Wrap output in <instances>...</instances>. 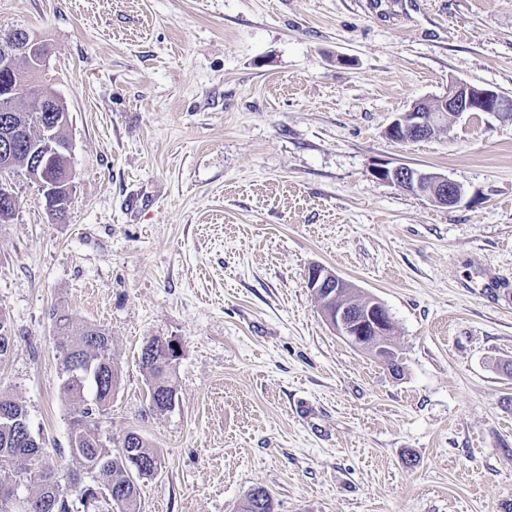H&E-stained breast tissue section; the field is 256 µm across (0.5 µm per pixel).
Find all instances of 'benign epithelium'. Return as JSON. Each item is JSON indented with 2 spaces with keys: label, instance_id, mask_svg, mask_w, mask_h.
Returning a JSON list of instances; mask_svg holds the SVG:
<instances>
[{
  "label": "benign epithelium",
  "instance_id": "1",
  "mask_svg": "<svg viewBox=\"0 0 512 512\" xmlns=\"http://www.w3.org/2000/svg\"><path fill=\"white\" fill-rule=\"evenodd\" d=\"M21 52L28 58L24 69L16 65V57ZM49 54L47 43L27 30L14 29L0 36V101L4 103L0 114L1 171L7 170L21 148L27 151L31 167L39 172L54 165L56 160L64 159L55 146L54 125L41 126L38 139L20 143L13 109L10 108L18 87L29 84L36 75L43 73ZM510 109L512 99L494 90L452 81L448 83L447 95L398 114L386 132L397 141H416L431 136L437 129L466 113H498ZM39 111L59 113V123L69 121V113L60 111L59 99L52 92L41 98ZM376 175L383 182L425 196L439 206L453 205L462 196L461 187L447 176L408 165L381 168ZM37 190L48 208L60 210L66 205V197L72 195L73 182L57 184L40 180ZM305 284L319 303L324 320L339 338L391 365L396 356L391 342L393 324L383 303L371 297L356 299L348 295L347 290L352 285L323 265L309 268ZM92 491L93 496L86 501L89 512H112L119 503L120 496L107 486L99 485Z\"/></svg>",
  "mask_w": 512,
  "mask_h": 512
}]
</instances>
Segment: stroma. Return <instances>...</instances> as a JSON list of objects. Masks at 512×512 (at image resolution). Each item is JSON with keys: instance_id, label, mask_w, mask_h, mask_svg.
<instances>
[{"instance_id": "35a3bbf8", "label": "stroma", "mask_w": 512, "mask_h": 512, "mask_svg": "<svg viewBox=\"0 0 512 512\" xmlns=\"http://www.w3.org/2000/svg\"><path fill=\"white\" fill-rule=\"evenodd\" d=\"M51 47L72 203L13 177L0 224V392L48 448L73 408L48 311L98 324L122 369L105 434L149 438L140 512H512V112L428 139L385 130L462 81L512 98V0H0V32ZM407 164L439 206L378 179ZM333 269L385 304L402 371L330 329L305 286ZM175 339V405L138 355ZM378 178L388 184L427 197L439 206L453 205L461 199V187L447 176L408 165L381 168ZM247 495L241 505V512H274V503L271 494L263 487H256ZM256 492L260 494L256 495Z\"/></svg>"}]
</instances>
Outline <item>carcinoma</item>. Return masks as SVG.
Listing matches in <instances>:
<instances>
[{
  "mask_svg": "<svg viewBox=\"0 0 512 512\" xmlns=\"http://www.w3.org/2000/svg\"><path fill=\"white\" fill-rule=\"evenodd\" d=\"M17 116L21 132L35 135L42 122L51 123L54 116L35 111V98L30 95L17 100ZM56 337V349L63 371L62 393L74 407L68 435V447L59 452L60 461H48L46 442L38 437L33 444L20 438L19 428L30 426L26 408L0 393V512H85L84 503L62 494V476L70 480L85 474L86 464H96L91 483H105L125 497L122 512H139V488L132 486L129 475L146 479L154 472L143 469L147 462L161 466L156 448L139 431L134 447L124 439L114 440L99 432L95 418L112 404L120 385L121 370L111 354V339L91 323L78 322L67 311L52 309L49 314ZM166 338L154 336L140 351L139 364L146 375L150 409L158 406L154 385L176 387L175 367H164L167 360ZM15 337L6 319L0 318V364L13 351ZM27 487L28 496L19 497V484ZM241 512H274L271 494L263 487L251 491L241 505Z\"/></svg>",
  "mask_w": 512,
  "mask_h": 512,
  "instance_id": "cac0c4a2",
  "label": "carcinoma"
}]
</instances>
